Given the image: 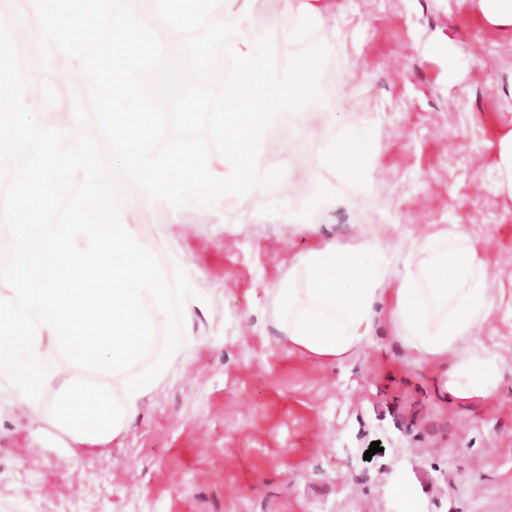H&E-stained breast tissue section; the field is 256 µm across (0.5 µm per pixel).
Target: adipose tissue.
<instances>
[{
    "label": "adipose tissue",
    "mask_w": 512,
    "mask_h": 512,
    "mask_svg": "<svg viewBox=\"0 0 512 512\" xmlns=\"http://www.w3.org/2000/svg\"><path fill=\"white\" fill-rule=\"evenodd\" d=\"M379 130L367 120L327 135L319 164L372 192ZM276 325L289 346L315 361H340L391 324L410 361L429 367L454 407L495 398L508 362L479 340L498 301L480 247L458 224L430 225L397 253L382 239L310 251L274 290Z\"/></svg>",
    "instance_id": "ef3b65f1"
}]
</instances>
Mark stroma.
Masks as SVG:
<instances>
[{
    "label": "stroma",
    "mask_w": 512,
    "mask_h": 512,
    "mask_svg": "<svg viewBox=\"0 0 512 512\" xmlns=\"http://www.w3.org/2000/svg\"><path fill=\"white\" fill-rule=\"evenodd\" d=\"M250 25L297 28L299 7L330 32L345 110L312 108L302 148L355 113L380 127L373 172L387 212L372 229L391 245L410 227L459 224L481 246L503 300L488 347L512 351V196L497 187L494 146L512 133V30L487 28L472 0H228ZM444 45L443 54L430 52ZM288 147L266 163L295 188L333 180ZM269 196L215 211L188 205L134 224H164L208 302L195 312L192 358L143 400L107 448L69 456L0 383V512H512V373L497 399L449 411L388 323L336 364L292 350L275 328L272 290L312 250L348 242L361 214L343 203L296 229ZM382 450L365 459L371 442ZM431 479L405 503L396 487Z\"/></svg>",
    "instance_id": "1"
}]
</instances>
